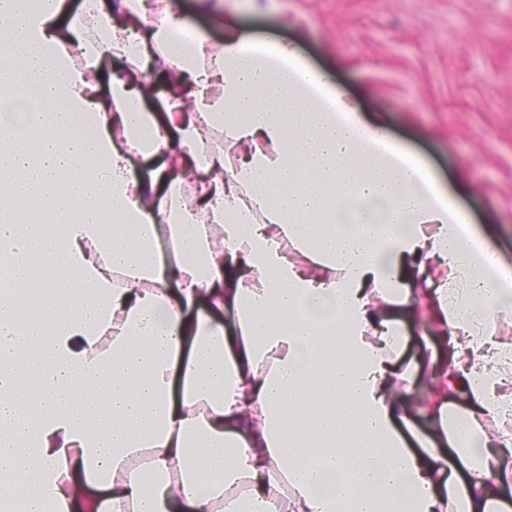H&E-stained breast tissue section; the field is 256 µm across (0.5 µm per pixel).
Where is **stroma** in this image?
<instances>
[{
    "mask_svg": "<svg viewBox=\"0 0 512 512\" xmlns=\"http://www.w3.org/2000/svg\"><path fill=\"white\" fill-rule=\"evenodd\" d=\"M187 26L294 43L419 152L512 265V0H169Z\"/></svg>",
    "mask_w": 512,
    "mask_h": 512,
    "instance_id": "35a3bbf8",
    "label": "stroma"
}]
</instances>
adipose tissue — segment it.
Returning a JSON list of instances; mask_svg holds the SVG:
<instances>
[{"label":"adipose tissue","instance_id":"1","mask_svg":"<svg viewBox=\"0 0 512 512\" xmlns=\"http://www.w3.org/2000/svg\"><path fill=\"white\" fill-rule=\"evenodd\" d=\"M154 5L0 0V512H512V267L292 44Z\"/></svg>","mask_w":512,"mask_h":512}]
</instances>
